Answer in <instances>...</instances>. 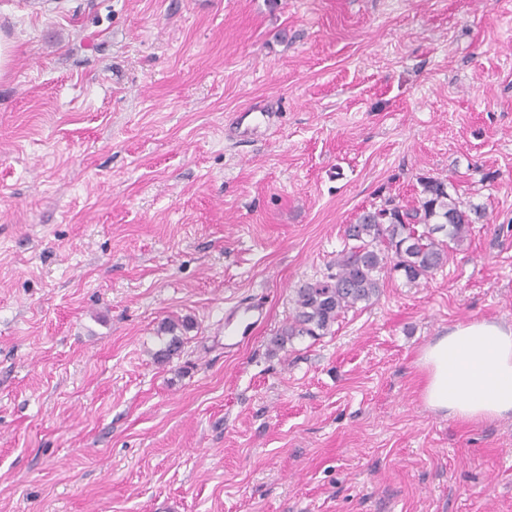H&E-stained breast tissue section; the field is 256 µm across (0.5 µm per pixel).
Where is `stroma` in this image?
I'll list each match as a JSON object with an SVG mask.
<instances>
[{"instance_id": "stroma-1", "label": "stroma", "mask_w": 512, "mask_h": 512, "mask_svg": "<svg viewBox=\"0 0 512 512\" xmlns=\"http://www.w3.org/2000/svg\"><path fill=\"white\" fill-rule=\"evenodd\" d=\"M40 3L0 0V512H512V418L430 408L417 364L512 322V0ZM424 176L485 207L466 242L272 350ZM237 302L269 316L228 353ZM253 113L254 112H243L237 117L234 126L237 137L241 139L253 138L261 125L269 124L276 116V112H259L261 119L258 120L257 116H251ZM176 329L177 327L174 324L163 327V332L170 333L172 336L164 343V346L155 353L156 359L162 363L170 362L174 358H179L182 353L184 340L181 336L174 334Z\"/></svg>"}]
</instances>
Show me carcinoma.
I'll list each match as a JSON object with an SVG mask.
<instances>
[{
  "label": "carcinoma",
  "instance_id": "obj_1",
  "mask_svg": "<svg viewBox=\"0 0 512 512\" xmlns=\"http://www.w3.org/2000/svg\"><path fill=\"white\" fill-rule=\"evenodd\" d=\"M418 206L405 208L393 199L365 208L346 225L347 244L336 254V272L297 290L295 314L275 338L283 346L298 336H323L340 314L360 303L370 304L380 293L379 272L387 265L403 272L409 281L428 278L447 262L449 249L468 238L470 225L485 217V208L465 204L448 192V181L437 177L419 180ZM446 231L448 240L434 237ZM176 326L163 327L171 334L155 357L169 362L182 353L184 340Z\"/></svg>",
  "mask_w": 512,
  "mask_h": 512
}]
</instances>
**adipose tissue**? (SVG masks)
I'll list each match as a JSON object with an SVG mask.
<instances>
[{
	"instance_id": "adipose-tissue-1",
	"label": "adipose tissue",
	"mask_w": 512,
	"mask_h": 512,
	"mask_svg": "<svg viewBox=\"0 0 512 512\" xmlns=\"http://www.w3.org/2000/svg\"><path fill=\"white\" fill-rule=\"evenodd\" d=\"M422 398L463 423L512 416V323L474 319L455 325L418 357Z\"/></svg>"
}]
</instances>
